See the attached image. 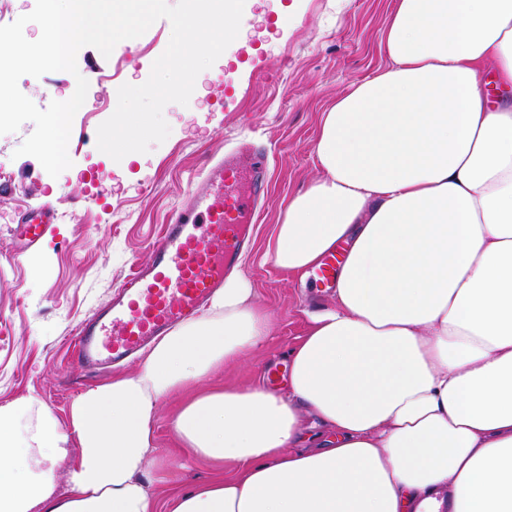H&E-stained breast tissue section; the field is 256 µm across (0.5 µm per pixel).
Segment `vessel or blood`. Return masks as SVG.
I'll use <instances>...</instances> for the list:
<instances>
[{
  "label": "vessel or blood",
  "mask_w": 512,
  "mask_h": 512,
  "mask_svg": "<svg viewBox=\"0 0 512 512\" xmlns=\"http://www.w3.org/2000/svg\"><path fill=\"white\" fill-rule=\"evenodd\" d=\"M266 164L265 154L253 152L208 166L188 203L170 217L149 262L107 308L79 325L71 344L79 372L93 374L125 359L223 288L242 252L241 227L253 217ZM54 221L46 206L25 214L19 229L24 247L37 244ZM338 261V255H327L311 281L333 287Z\"/></svg>",
  "instance_id": "b4317fda"
}]
</instances>
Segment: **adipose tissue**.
I'll return each instance as SVG.
<instances>
[{
    "instance_id": "obj_1",
    "label": "adipose tissue",
    "mask_w": 512,
    "mask_h": 512,
    "mask_svg": "<svg viewBox=\"0 0 512 512\" xmlns=\"http://www.w3.org/2000/svg\"><path fill=\"white\" fill-rule=\"evenodd\" d=\"M382 49L323 113L321 174L274 228L293 275L349 245L287 391L207 382L270 332L230 275L68 426L32 396L0 404V512H512V0H395ZM175 395V446L221 470L164 500L144 474Z\"/></svg>"
}]
</instances>
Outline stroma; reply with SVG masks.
<instances>
[{
    "instance_id": "stroma-1",
    "label": "stroma",
    "mask_w": 512,
    "mask_h": 512,
    "mask_svg": "<svg viewBox=\"0 0 512 512\" xmlns=\"http://www.w3.org/2000/svg\"><path fill=\"white\" fill-rule=\"evenodd\" d=\"M394 0H245L240 32L197 77L188 105H166L168 138L149 152L114 161L96 144L97 129L115 111L123 84L144 83L166 49L171 24L118 43L110 57L93 47L77 53V74L24 76L19 88L41 109L89 82L87 111L76 113L68 143L70 168L51 177L39 161L15 150L35 126L0 135V403L33 395L67 422L82 393L70 361L77 326L107 305L123 280L146 263L171 214L201 180L208 160L244 147L267 157L264 198L238 269L271 315L265 344L245 365L224 368L216 382L241 386L267 375L283 384L288 352L302 337L309 311L331 305L332 291L280 271L265 254L289 199L317 177L314 145L321 115L348 84L387 64L382 38ZM49 205L56 222L21 249L23 212ZM40 273H33V266ZM162 400L156 431L163 460L161 496L210 478L206 463L180 469Z\"/></svg>"
}]
</instances>
